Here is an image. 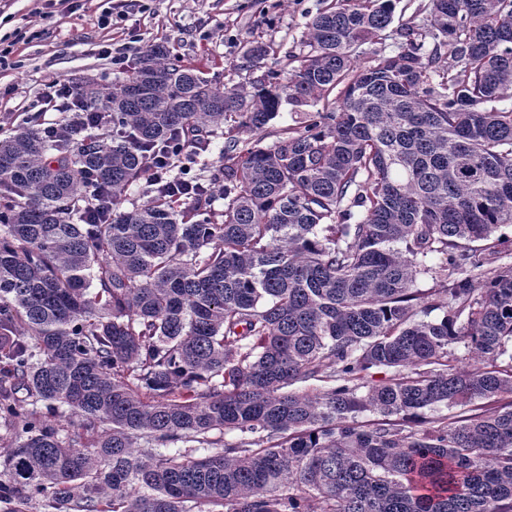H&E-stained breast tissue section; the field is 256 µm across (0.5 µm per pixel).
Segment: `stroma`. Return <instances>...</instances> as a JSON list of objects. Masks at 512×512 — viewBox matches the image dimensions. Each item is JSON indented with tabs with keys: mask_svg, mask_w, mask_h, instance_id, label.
<instances>
[{
	"mask_svg": "<svg viewBox=\"0 0 512 512\" xmlns=\"http://www.w3.org/2000/svg\"><path fill=\"white\" fill-rule=\"evenodd\" d=\"M326 0H0V43L11 46L12 64L0 68V134L40 111L48 82L98 83L120 76L112 55L126 62L151 44L167 42L184 63L198 67L219 86L249 85L256 76L243 55L250 43L267 46L269 67L290 73L309 47L307 26ZM431 0H398L381 36L356 44V69L395 54L401 28L410 26L433 46ZM111 23H103L104 14Z\"/></svg>",
	"mask_w": 512,
	"mask_h": 512,
	"instance_id": "35a3bbf8",
	"label": "stroma"
}]
</instances>
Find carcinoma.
<instances>
[{
    "label": "carcinoma",
    "mask_w": 512,
    "mask_h": 512,
    "mask_svg": "<svg viewBox=\"0 0 512 512\" xmlns=\"http://www.w3.org/2000/svg\"><path fill=\"white\" fill-rule=\"evenodd\" d=\"M393 11L335 0L250 91L158 42L80 84L89 121L0 139V512H512V268L480 271L512 224V0H431L432 48L408 29L355 69ZM285 94L326 107L269 147L228 136L223 210L203 183L124 206L152 151L260 135ZM433 254L454 278L425 294ZM485 401H475L472 403H468L466 405L454 406L452 408H448L444 405H440L431 410H426L424 416L429 420H439L444 419L448 422L457 419L458 417H464L471 414H476L482 412L480 409L484 406ZM448 418V419H445Z\"/></svg>",
    "instance_id": "1"
}]
</instances>
